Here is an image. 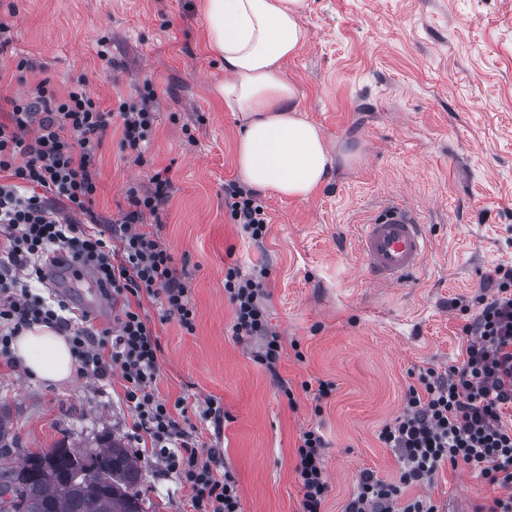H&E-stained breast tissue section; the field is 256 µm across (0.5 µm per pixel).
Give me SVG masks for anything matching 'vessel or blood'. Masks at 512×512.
I'll return each instance as SVG.
<instances>
[{
    "label": "vessel or blood",
    "instance_id": "1",
    "mask_svg": "<svg viewBox=\"0 0 512 512\" xmlns=\"http://www.w3.org/2000/svg\"><path fill=\"white\" fill-rule=\"evenodd\" d=\"M429 247L430 239L420 219L399 202L386 203L360 228L363 264L383 287L402 285L419 271Z\"/></svg>",
    "mask_w": 512,
    "mask_h": 512
}]
</instances>
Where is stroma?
<instances>
[{
    "instance_id": "35a3bbf8",
    "label": "stroma",
    "mask_w": 512,
    "mask_h": 512,
    "mask_svg": "<svg viewBox=\"0 0 512 512\" xmlns=\"http://www.w3.org/2000/svg\"><path fill=\"white\" fill-rule=\"evenodd\" d=\"M306 3L309 39L285 71L332 169L305 200L261 192L269 231L258 244L224 208V185L239 177L240 119L216 95L224 70L204 47L198 0H0L10 23L0 97L45 78L62 92L83 77L107 109L152 84L153 139L137 160L108 128L93 207L112 216L127 185L150 188L158 172L173 183L145 228L190 285L195 328L145 295L140 311L158 336L160 398L200 444L223 450L242 512H300L297 448L312 428L328 442L323 512H343L363 470L398 481L397 453L379 433L401 413L411 369L459 363L482 281L512 264V0ZM18 52L31 64L23 84ZM393 198L417 213L432 246L414 279L384 288L365 271L358 235ZM230 266L264 275L269 322L283 341L278 376L254 360L261 339L232 334ZM41 289L77 310L93 306L100 329L115 327L122 310L64 271ZM322 381L331 389L321 398ZM210 399L224 408L221 426L199 419ZM0 415L22 451L121 440L141 465L147 512H191L189 488L164 473L138 429L120 372L78 373L57 386L0 358ZM496 494L464 466L403 491L430 496L441 512H478Z\"/></svg>"
}]
</instances>
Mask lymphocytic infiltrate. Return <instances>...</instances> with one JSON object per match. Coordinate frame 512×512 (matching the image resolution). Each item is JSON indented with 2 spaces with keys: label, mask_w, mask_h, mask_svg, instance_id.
Segmentation results:
<instances>
[{
  "label": "lymphocytic infiltrate",
  "mask_w": 512,
  "mask_h": 512,
  "mask_svg": "<svg viewBox=\"0 0 512 512\" xmlns=\"http://www.w3.org/2000/svg\"><path fill=\"white\" fill-rule=\"evenodd\" d=\"M5 103L0 174L10 180L0 182V353L8 352L21 330L47 324L67 336L83 370L107 379L120 369L127 405L150 437L156 459L192 490L193 512H241L234 478L219 471L222 449L200 451L159 398L157 335L131 304L147 295L184 329L194 328L190 287L178 277L157 233L140 228L169 202L173 185L159 174L150 189L128 185L126 208L109 219L92 208L108 127L117 124L122 148L138 155L154 136V112L123 99L104 110L82 78L62 93L43 79ZM224 206L252 240H264L265 205L253 189L225 183ZM49 260L91 273L103 295L122 305L117 327L100 330L76 322L65 300L33 294L30 283L45 281ZM482 288L479 311L463 328L461 363L445 370L419 367L402 413L380 431L382 443L399 454L398 482L362 471L344 512H438L431 498L405 500L401 491L430 483L446 465L467 466L503 488V496L481 512H512V423L505 421L506 409H512V265L496 266ZM224 290L234 305V337L260 338L255 360L277 374L282 341L268 321L260 282L230 267ZM326 446L313 429L300 438L295 472L303 491L301 512H322Z\"/></svg>",
  "instance_id": "1"
}]
</instances>
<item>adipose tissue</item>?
<instances>
[{
  "mask_svg": "<svg viewBox=\"0 0 512 512\" xmlns=\"http://www.w3.org/2000/svg\"><path fill=\"white\" fill-rule=\"evenodd\" d=\"M304 7L305 0H200L205 44L228 75L218 92L241 119L238 171L253 188L297 200L316 193L331 169L324 138L302 117L298 88L283 70L308 40ZM12 348L32 378L62 384L73 376L68 340L48 325L23 329Z\"/></svg>",
  "mask_w": 512,
  "mask_h": 512,
  "instance_id": "obj_1",
  "label": "adipose tissue"
}]
</instances>
